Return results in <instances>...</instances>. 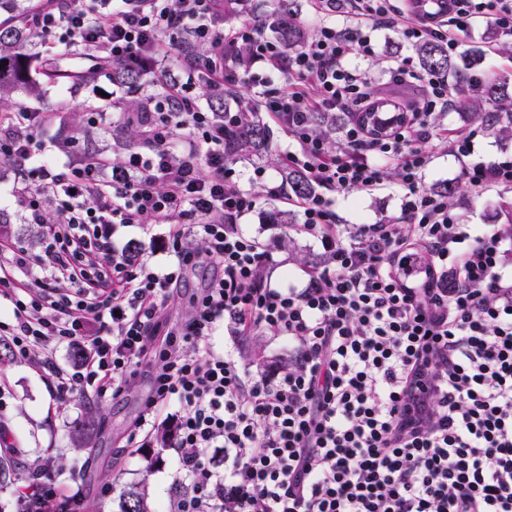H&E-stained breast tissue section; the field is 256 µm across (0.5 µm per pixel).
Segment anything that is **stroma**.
<instances>
[{"mask_svg":"<svg viewBox=\"0 0 512 512\" xmlns=\"http://www.w3.org/2000/svg\"><path fill=\"white\" fill-rule=\"evenodd\" d=\"M376 53L353 59L352 64L378 81H386L390 59L384 58L387 44L399 48L400 57L412 56V44L402 39L395 25L380 26L374 33ZM43 96L29 103L15 100L11 109L29 107L34 112L49 113L50 122L37 134L29 167L39 166L49 159L65 168L79 160L68 146L70 139L85 144L88 151L112 160H120L126 142L112 134V121L92 126L88 123L85 106L94 102L100 92L124 97L125 92L113 88L106 80L74 87L69 81L43 80ZM21 176L20 169L0 166V213L8 223H0V233L18 239L31 253L41 250L45 225L25 223L20 212L10 203L13 186ZM401 189L388 182L370 193L340 191L336 194V210L346 224H374L398 212ZM461 223L470 228L489 224L512 225V186L496 187L483 197H471L468 188H461L454 199ZM167 232L162 224H116L112 227V244L120 251L130 243L141 247L140 260L152 269L163 270L171 261L160 250L158 240ZM217 350L228 352L242 368L254 373L278 370L281 362L293 357L287 341L271 336H234L227 326H220L214 337ZM0 385L6 386L11 397L5 410L4 437L0 438V456L13 462L15 475L11 483L0 488V512H14L17 492L32 475L36 463L46 462L44 476L59 483L77 479L82 490L84 512H119V496L125 485L146 481L153 512H163L171 488L178 478L177 456L174 450L157 441H150L139 453L121 452L118 441L129 424L140 413L147 394L138 386L123 396L104 403H95L75 395L65 400L51 396L43 371L28 360L17 356L0 360ZM94 416L97 425L92 443L74 450L69 432L74 423Z\"/></svg>","mask_w":512,"mask_h":512,"instance_id":"35a3bbf8","label":"stroma"}]
</instances>
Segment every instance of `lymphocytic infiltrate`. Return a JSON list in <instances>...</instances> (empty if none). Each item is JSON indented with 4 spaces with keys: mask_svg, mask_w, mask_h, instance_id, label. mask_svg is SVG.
Wrapping results in <instances>:
<instances>
[{
    "mask_svg": "<svg viewBox=\"0 0 512 512\" xmlns=\"http://www.w3.org/2000/svg\"><path fill=\"white\" fill-rule=\"evenodd\" d=\"M220 0H146L99 11L94 0L58 10L44 5L36 23L49 47L74 59L102 54L105 63L165 60L179 39L207 47L183 58L180 81L147 110L120 121L145 134L110 165L98 156L61 169L39 165L24 176L14 204L31 224H47L39 254L0 236V342L41 367L51 394L103 402L141 380L150 392L131 424L132 448L164 409L176 406L171 446L181 489L165 512H512V286L506 285L504 231L461 224L446 194L422 175L438 141L466 159L472 196L512 186V155L475 157L476 130L435 124L452 109L459 86L416 69L409 59L388 69L393 88L414 94L393 103L399 118L383 135L363 124L379 88L354 57L374 55L377 25L396 23L407 40L436 39L449 51L471 25L512 43V0H456L434 24L411 18L404 0H313L315 34L305 49L282 57L251 21L215 24ZM355 18L350 37L328 22L337 10ZM262 89L261 103L292 145L281 159L316 184L287 199L302 221L294 233L318 241L326 266L302 287L272 284L271 245L240 221L259 204L224 165V136L242 115L199 109L203 83L228 90L240 81ZM344 112L343 142L329 147L315 112ZM43 113L0 114V159H28ZM396 181L400 210L378 224H344L335 194ZM114 224H165L171 257L162 272L130 263L112 246ZM199 236L202 249L188 245ZM213 273L189 314L170 321L169 301L188 271ZM69 291H60L59 282ZM231 321L241 336H277L298 354L288 373L254 375L212 339ZM79 346L78 370L56 352ZM17 512L79 506L81 493L59 496L55 482L33 478Z\"/></svg>",
    "mask_w": 512,
    "mask_h": 512,
    "instance_id": "lymphocytic-infiltrate-1",
    "label": "lymphocytic infiltrate"
}]
</instances>
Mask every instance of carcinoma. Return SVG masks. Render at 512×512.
Listing matches in <instances>:
<instances>
[{"label": "carcinoma", "mask_w": 512, "mask_h": 512, "mask_svg": "<svg viewBox=\"0 0 512 512\" xmlns=\"http://www.w3.org/2000/svg\"><path fill=\"white\" fill-rule=\"evenodd\" d=\"M224 19H240L255 16L252 0H223ZM0 104L11 102L17 97L38 98L42 94L40 81L31 76L32 63L42 58L40 44L36 41L38 32L31 20V9L21 0H0ZM261 24L267 27L279 41L287 54L298 52L307 42L309 32L288 0H273L272 8L263 13ZM493 32H487L479 45H474L459 56L448 54V45L435 39H423L413 45L414 60L422 71L452 76L457 80L471 82V73L481 68L485 49L495 47ZM51 80L82 82L96 76L89 67L81 73L62 68L46 71ZM112 84L127 91H137L144 86V70L134 64H114L109 70ZM234 101L237 109L248 112L249 117L224 140V161L234 162L243 158L269 157L273 140V130L264 122L256 109L245 108L244 100L237 95L225 98L220 94L209 95V109L222 112L229 101ZM456 108L463 122H480L489 134L507 139L512 136V97L504 85L482 83L472 86L470 93L458 100ZM343 112H314L311 121L333 138L345 125ZM288 188L298 195H309L314 185L301 172L291 168L279 169ZM94 426V418L88 417L72 428V440L81 446ZM120 512H151L147 499L146 483L141 480L127 485L121 495Z\"/></svg>", "instance_id": "1"}]
</instances>
